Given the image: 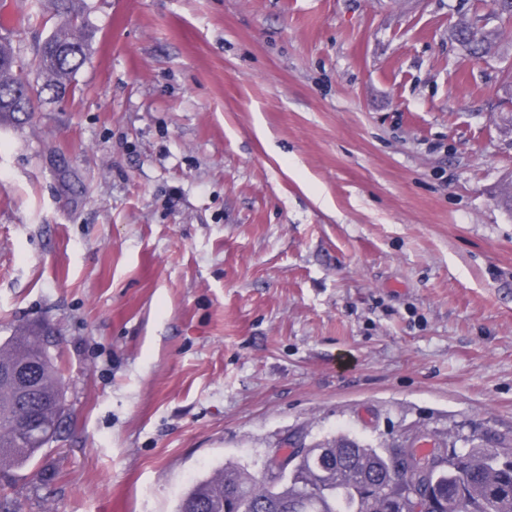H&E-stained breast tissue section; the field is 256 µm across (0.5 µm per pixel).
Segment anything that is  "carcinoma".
<instances>
[{
    "mask_svg": "<svg viewBox=\"0 0 512 512\" xmlns=\"http://www.w3.org/2000/svg\"><path fill=\"white\" fill-rule=\"evenodd\" d=\"M56 23L40 46L37 68L41 90L61 99L72 91V79L90 53L96 31L87 20L86 0H49ZM502 33H485L461 41L475 56L489 54ZM20 60L11 43L0 42V118L18 111L16 67ZM47 337L24 329L0 344V366L34 362L33 381L38 397L33 405L45 430L57 434L61 361L40 358ZM20 388L0 379V472L21 469L33 462L46 443L19 433L23 416ZM427 468L402 473L405 482L423 479L428 492L426 512H512V451L497 453L474 446L462 452L432 448L425 456H411ZM399 456H386L354 439L338 437L324 446L295 454L286 476L267 472L257 477L234 466L193 485L178 512H406L401 493L388 495L380 487L397 480Z\"/></svg>",
    "mask_w": 512,
    "mask_h": 512,
    "instance_id": "obj_1",
    "label": "carcinoma"
}]
</instances>
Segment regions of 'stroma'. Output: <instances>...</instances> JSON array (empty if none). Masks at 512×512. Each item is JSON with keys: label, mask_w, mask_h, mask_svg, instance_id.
I'll return each mask as SVG.
<instances>
[{"label": "stroma", "mask_w": 512, "mask_h": 512, "mask_svg": "<svg viewBox=\"0 0 512 512\" xmlns=\"http://www.w3.org/2000/svg\"><path fill=\"white\" fill-rule=\"evenodd\" d=\"M72 93L0 120V342L62 353L14 512H177L347 436L512 446V20L489 0H87ZM505 31L468 57L461 17ZM37 83L47 0H0Z\"/></svg>", "instance_id": "35a3bbf8"}]
</instances>
